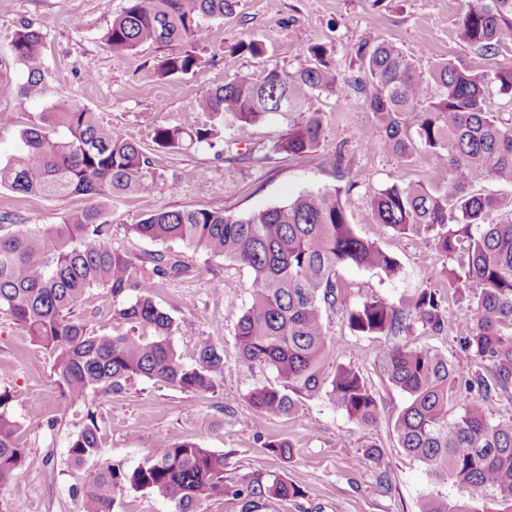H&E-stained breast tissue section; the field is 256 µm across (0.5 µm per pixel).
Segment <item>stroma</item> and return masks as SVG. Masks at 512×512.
<instances>
[{"instance_id":"stroma-1","label":"stroma","mask_w":512,"mask_h":512,"mask_svg":"<svg viewBox=\"0 0 512 512\" xmlns=\"http://www.w3.org/2000/svg\"><path fill=\"white\" fill-rule=\"evenodd\" d=\"M126 5L127 0H0V112L18 118L17 124L0 127V158L16 154L21 126L59 102L88 108L138 143L153 161L157 189L103 202L112 244L141 257L163 251L186 262L188 274L167 279L157 291L158 303L178 325L174 344L187 364L199 340H210L224 351V375L215 392L197 396L142 378L123 393L100 395L96 413L106 432L104 458L131 471L144 463L159 437L186 436L226 454L224 475L229 481L281 475L299 488L297 497L271 503L262 512H419L427 494L457 497L452 484L432 483L422 465L398 446L393 424L406 398L379 372V338L355 334L341 311L326 309L324 322L336 340L337 362L355 366L377 394V424L360 426L324 397L303 400L289 417L265 416L244 395L254 385L275 383L276 377L270 370L242 365L235 339L236 323L249 302L251 271L179 242L133 238L125 227L161 208L245 214L285 204L303 191L333 187L338 180L326 159L340 147L351 170V224L359 236L376 242L401 266L394 278L374 269L341 268L338 278L349 304L372 297L395 303L426 285L446 290L441 270L455 267V260L440 256L424 238L398 236L378 224L369 200L393 184L445 185L448 173L424 153L405 163L366 150L357 134L373 117L363 94H324L313 101V109L324 114L325 132L317 151L307 155L272 153V144L288 126L283 114L257 125L223 129L212 143L177 153L159 150L154 130L208 123V114L194 107L203 91L238 75L260 77L274 66L293 69L314 45L346 75L357 69L355 46L368 39L394 43L421 71L449 59L489 72L512 64V55L485 56L459 38L457 22L465 0H233L231 14L205 22L208 37L198 46L200 67L172 78L159 71L167 48L146 45L117 54L105 44L107 26ZM24 24L43 35L46 92L40 97L21 96L27 73L9 52L15 32ZM250 40L263 44L262 55L239 50V43ZM244 152L250 153V160L234 162V155ZM86 204L82 196L24 197L0 188V216L10 215L16 224H57ZM464 310V304L449 301L447 333L409 339L410 344L445 352L463 376L479 366L460 349L466 333L460 323ZM78 312L93 329L114 335L128 330L112 320V299L103 289L92 290ZM51 365L50 354L33 345L0 311V375L9 376L8 409L22 424L20 438L27 448L19 475L0 491V512H11L20 502L29 512H80L73 489L82 472L70 465L68 448L83 424L86 407L79 402L66 416H59ZM275 439L291 444L289 458L267 448V441ZM371 444L382 448V457L366 455ZM382 475L388 488L378 484Z\"/></svg>"}]
</instances>
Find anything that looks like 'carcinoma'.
I'll return each instance as SVG.
<instances>
[{
    "mask_svg": "<svg viewBox=\"0 0 512 512\" xmlns=\"http://www.w3.org/2000/svg\"><path fill=\"white\" fill-rule=\"evenodd\" d=\"M128 2L107 27L105 41L116 53L180 46L162 62V73L172 77L200 67L196 49L207 32L205 19L233 7L232 0ZM458 31L483 54L512 52V0H469ZM41 43L42 35L29 25L10 43V53L27 71L23 97L42 90ZM355 55L358 69L349 77L331 68L317 46L292 71L275 66L258 79L236 76L196 100L210 124L160 126L154 143L178 152L210 142L222 127L260 123L282 110L288 128L272 151L309 154L323 134L322 113L312 101L323 92L365 95L374 116L359 133L365 147L401 161L423 152L448 170L446 186L392 185L373 194L370 206L377 222L393 232L420 235L446 257L466 255L444 274L458 299L469 298L462 321L470 330L461 349L479 359L483 370L461 382L447 354L395 342L447 331V299L436 288H418L396 304L377 298L347 304L339 268L377 269L389 278L400 271L394 256L355 232L348 187L301 192L284 205L246 214L160 209L126 229L152 242L202 248L252 271L249 305L235 327L240 359L276 376V383L247 392L256 411L290 416L300 400L323 394L358 424L378 422L375 391L355 367L335 360L324 309L336 306L357 335L387 339L376 363L406 396L394 422L399 447L432 482H450L460 492L456 500L431 494L420 512H512V417L494 421L487 411L493 394L512 388V193L475 189L477 182L512 183V118L487 105L492 89L512 104V65L477 74L441 61L425 75L398 46L380 40L363 41ZM19 149L0 162V188L88 200L59 224L0 225V310L52 356L59 414L78 401L87 406L68 449L69 463L82 470L81 512H113L117 499L131 490L169 502L176 512H198L200 501L225 497L241 503L242 512H256L265 502L297 496L299 490L279 475L228 482L224 453L176 435L157 439L144 465L132 471L101 458L93 410L99 395L120 393L131 381L147 378L203 396L223 376L224 352L202 339L193 363H183L177 353L175 320L155 297L162 278L185 269L180 260L163 252L145 260L112 247V225L102 220L100 200L157 188L152 160L139 145L87 108L63 103L21 129ZM344 161L341 146L327 158L340 181L350 174ZM494 214L500 219H491ZM95 288L111 296L112 319L129 325L127 333L97 332L77 314ZM9 401L0 379L1 489L15 480L26 457Z\"/></svg>",
    "mask_w": 512,
    "mask_h": 512,
    "instance_id": "cac0c4a2",
    "label": "carcinoma"
}]
</instances>
